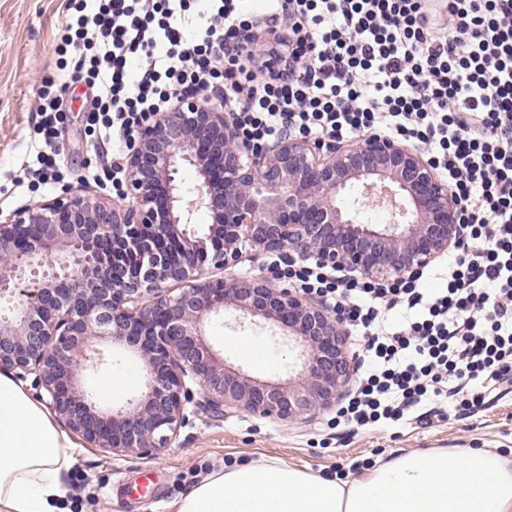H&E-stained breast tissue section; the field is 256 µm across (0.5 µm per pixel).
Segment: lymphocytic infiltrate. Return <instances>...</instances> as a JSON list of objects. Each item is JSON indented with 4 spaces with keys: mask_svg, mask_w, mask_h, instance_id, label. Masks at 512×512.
I'll return each instance as SVG.
<instances>
[{
    "mask_svg": "<svg viewBox=\"0 0 512 512\" xmlns=\"http://www.w3.org/2000/svg\"><path fill=\"white\" fill-rule=\"evenodd\" d=\"M423 0H271L267 19L291 22L304 75L256 83L238 62L246 0H67L60 32L97 95L88 111L115 145L171 90L222 80L244 135L286 132L341 140L382 129L430 145L462 203L464 239L434 293L412 282L353 281L289 263L290 283L344 315L365 340L366 376L343 409L347 425L429 423L439 397L457 416L487 388L512 385V0H448L429 26ZM39 175L56 166L59 96L39 95Z\"/></svg>",
    "mask_w": 512,
    "mask_h": 512,
    "instance_id": "lymphocytic-infiltrate-1",
    "label": "lymphocytic infiltrate"
}]
</instances>
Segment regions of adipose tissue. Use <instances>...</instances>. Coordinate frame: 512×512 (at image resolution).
<instances>
[{
	"label": "adipose tissue",
	"instance_id": "adipose-tissue-1",
	"mask_svg": "<svg viewBox=\"0 0 512 512\" xmlns=\"http://www.w3.org/2000/svg\"><path fill=\"white\" fill-rule=\"evenodd\" d=\"M74 445L22 386L0 373V512H67ZM177 512H512V466L486 449L424 451L350 482L278 461L213 473Z\"/></svg>",
	"mask_w": 512,
	"mask_h": 512
}]
</instances>
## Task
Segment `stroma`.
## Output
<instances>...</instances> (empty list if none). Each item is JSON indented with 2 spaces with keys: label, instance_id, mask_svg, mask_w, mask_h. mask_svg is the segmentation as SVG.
I'll return each mask as SVG.
<instances>
[{
  "label": "stroma",
  "instance_id": "35a3bbf8",
  "mask_svg": "<svg viewBox=\"0 0 512 512\" xmlns=\"http://www.w3.org/2000/svg\"><path fill=\"white\" fill-rule=\"evenodd\" d=\"M65 0H0V213L87 186L94 194L118 193L108 151L89 126L93 97L84 73L57 50ZM62 92L55 144L58 175L38 184L27 168L39 139L34 112L39 91ZM234 311L210 319L206 339L226 362L260 380H287L290 354L280 337ZM97 407L119 408L145 390L143 361L117 353L112 365L89 372ZM188 424L173 447L153 458L116 456L73 436L74 461L64 480L72 512H176L191 486L212 472L259 460H276L315 475L352 480L378 463L431 449H488L512 461V393L491 400L470 418L447 414L431 424L345 428L335 411L305 423L261 419L235 411L213 412L201 392L186 405Z\"/></svg>",
  "mask_w": 512,
  "mask_h": 512
}]
</instances>
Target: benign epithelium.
Segmentation results:
<instances>
[{
  "label": "benign epithelium",
  "instance_id": "1",
  "mask_svg": "<svg viewBox=\"0 0 512 512\" xmlns=\"http://www.w3.org/2000/svg\"><path fill=\"white\" fill-rule=\"evenodd\" d=\"M191 166L197 184L177 179ZM392 199L391 218L367 213ZM213 224L199 230L193 215ZM461 202L432 160L392 137L321 141L285 134L244 138L224 91H179L143 121L126 155L118 198L85 186L0 219V371L44 390L46 405L87 443L152 457L171 447L191 399L307 422L336 405L350 376L343 317L270 273L215 278L242 249L312 260L356 277H416L461 240ZM260 318L288 340V383L224 364L204 339L226 308ZM144 361L145 391L128 408L100 411L85 372L112 348Z\"/></svg>",
  "mask_w": 512,
  "mask_h": 512
}]
</instances>
